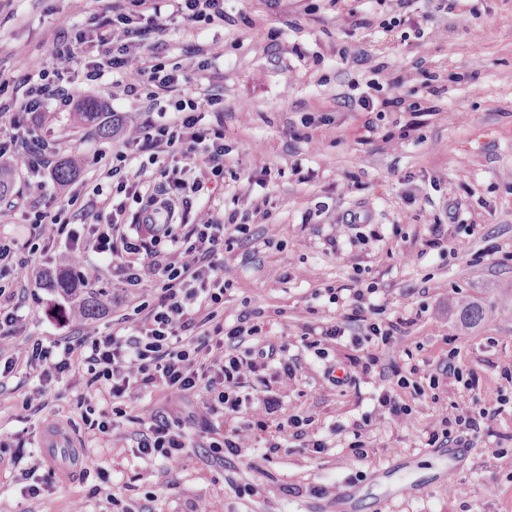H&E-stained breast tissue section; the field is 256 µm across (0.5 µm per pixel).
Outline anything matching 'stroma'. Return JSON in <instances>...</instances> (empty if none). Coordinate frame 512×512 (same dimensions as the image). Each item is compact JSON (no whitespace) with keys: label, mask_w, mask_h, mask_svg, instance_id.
Masks as SVG:
<instances>
[{"label":"stroma","mask_w":512,"mask_h":512,"mask_svg":"<svg viewBox=\"0 0 512 512\" xmlns=\"http://www.w3.org/2000/svg\"><path fill=\"white\" fill-rule=\"evenodd\" d=\"M436 7L224 0L223 22L170 20L163 38L137 45L190 76L185 94L224 98L223 111L204 119L224 128V178L208 181L204 198L247 227L222 249L224 323L250 313L260 331L245 347L287 345L296 379L280 391L283 407L311 423L303 438L269 423L244 456L217 459L209 444L226 423L217 413L211 431L193 424L198 393L125 403V417L96 435L86 415L111 405L91 397L87 366L21 367L0 381V441L11 446L0 458V512H112L115 498L130 512H512V0H457L445 17ZM96 9L95 0H0V77L11 78L21 57L52 69L55 37ZM352 12L369 27L352 28ZM396 15L400 24L389 27ZM422 69L435 74L432 89L421 86ZM70 79L74 100L50 101L32 126L58 151L81 153L82 173L65 185L48 179L36 193L19 153L0 198V241L28 262L25 277L0 278L20 317L17 340L56 351L80 330L56 312L73 300L36 282L69 250L58 238L38 251L49 227L31 223L30 211L92 197L91 160L111 156L120 138L89 134L86 101L139 123L174 113L173 97L131 99L109 72L89 86L78 64ZM398 97L403 106H392ZM437 234L441 246L429 247ZM82 272L108 308L95 322L103 332L113 317L142 318L164 285L151 276L121 289L115 267L91 249ZM356 289L367 319L408 318L409 352L394 359L377 350L369 372L353 369L336 386L325 370L349 364L358 353L350 339L364 333L349 318ZM466 305L481 310L480 321L461 322ZM324 323L343 326L344 337L308 347L309 328ZM447 364L456 373L443 374ZM402 379L412 412L398 425L379 394ZM39 388L42 411L25 410ZM455 403L484 411L479 429L452 425L427 445L424 428ZM152 410L186 424L189 446L175 467L137 456L139 419ZM24 469L46 482L40 496L22 493L15 477ZM244 484L253 495L237 494Z\"/></svg>","instance_id":"1"}]
</instances>
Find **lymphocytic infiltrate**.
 <instances>
[{"label": "lymphocytic infiltrate", "instance_id": "f902f5d3", "mask_svg": "<svg viewBox=\"0 0 512 512\" xmlns=\"http://www.w3.org/2000/svg\"><path fill=\"white\" fill-rule=\"evenodd\" d=\"M174 15L184 22L208 23L224 18V0H104L93 16L92 26L73 34H59L51 47L53 69L37 68L20 58L14 79L0 80V112L9 116L12 128L26 126L41 112L48 100L64 103L74 98L69 74L76 60H83L87 80L99 79L110 71L123 77L127 96L179 91L186 77L180 67L149 61L137 55L135 47L147 31H159V21ZM219 95L206 92L177 100L176 114L168 123L147 122L130 126L126 138L105 162L103 176L115 180L116 194L137 200L141 205L137 237L121 233L120 209L108 198H89L67 205L55 213L34 211L32 221L50 225L57 236H66L70 255L82 259L85 246L80 230L73 228L75 214H83L84 224L94 237L93 247L105 260L116 263L124 288L141 287L147 275L164 279L165 284L146 317L137 325L119 316L111 332L85 327L75 343L61 352L40 342L13 344L19 317L14 309L0 306V377L8 376L19 363L44 365L59 372L72 368L74 355H81L91 371L92 382L101 384L103 398L112 399L111 413L90 420V427L107 433L112 419L121 415V403L140 398L145 392H161L172 400L188 392L203 394L197 417L207 426L210 416L223 412L231 424L222 439L210 445L213 453L240 455L254 431L265 429L267 419L278 414L282 402L270 394L254 399L247 392L249 379L266 369L270 361L280 363L277 381L288 386L296 378L295 367L285 360L286 345L273 342L241 350L245 337L258 333L248 315L228 328L219 317L218 304L224 300V277L218 258L224 234L237 229L236 212L215 215L200 207L204 191L200 179H187L183 160L200 158L214 178L224 176V132L203 125L206 112L220 105ZM25 148V167L33 176L47 180L54 174L55 152L37 135L0 139V161L13 159L18 148ZM170 155L158 179H144L143 169H132L136 155H147L156 162L158 154ZM192 215L187 237L174 234L176 214ZM167 242L174 261L155 263L154 248ZM149 426L137 446L139 458L160 459L177 464L186 446L184 425L161 411L150 413Z\"/></svg>", "mask_w": 512, "mask_h": 512}]
</instances>
